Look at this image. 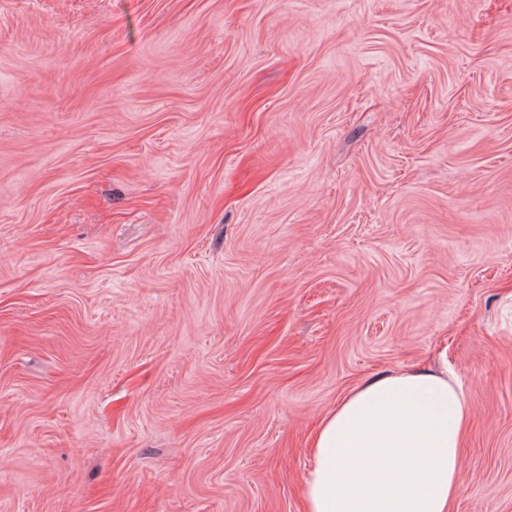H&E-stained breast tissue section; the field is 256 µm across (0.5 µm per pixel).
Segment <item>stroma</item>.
Returning <instances> with one entry per match:
<instances>
[{
	"label": "stroma",
	"mask_w": 512,
	"mask_h": 512,
	"mask_svg": "<svg viewBox=\"0 0 512 512\" xmlns=\"http://www.w3.org/2000/svg\"><path fill=\"white\" fill-rule=\"evenodd\" d=\"M415 366L512 512V0H0V512H304Z\"/></svg>",
	"instance_id": "1"
}]
</instances>
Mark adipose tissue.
<instances>
[{
    "mask_svg": "<svg viewBox=\"0 0 512 512\" xmlns=\"http://www.w3.org/2000/svg\"><path fill=\"white\" fill-rule=\"evenodd\" d=\"M469 418L461 386L441 371L357 385L314 431L305 512H453Z\"/></svg>",
    "mask_w": 512,
    "mask_h": 512,
    "instance_id": "adipose-tissue-1",
    "label": "adipose tissue"
}]
</instances>
